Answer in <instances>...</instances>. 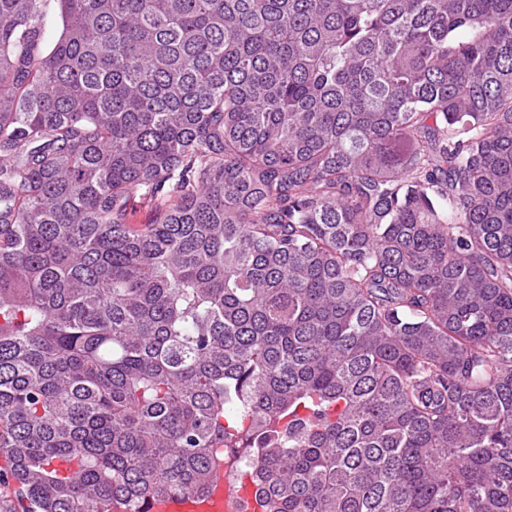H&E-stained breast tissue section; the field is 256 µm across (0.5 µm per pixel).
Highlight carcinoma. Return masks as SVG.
Segmentation results:
<instances>
[{
	"label": "carcinoma",
	"mask_w": 512,
	"mask_h": 512,
	"mask_svg": "<svg viewBox=\"0 0 512 512\" xmlns=\"http://www.w3.org/2000/svg\"><path fill=\"white\" fill-rule=\"evenodd\" d=\"M45 2L0 0L21 512L230 457L265 512H512V0Z\"/></svg>",
	"instance_id": "carcinoma-1"
}]
</instances>
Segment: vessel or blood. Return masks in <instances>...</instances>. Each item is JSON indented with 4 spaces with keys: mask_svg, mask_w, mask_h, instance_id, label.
<instances>
[{
    "mask_svg": "<svg viewBox=\"0 0 512 512\" xmlns=\"http://www.w3.org/2000/svg\"><path fill=\"white\" fill-rule=\"evenodd\" d=\"M150 512H264L250 482L236 484L216 472L207 493L152 502Z\"/></svg>",
    "mask_w": 512,
    "mask_h": 512,
    "instance_id": "vessel-or-blood-1",
    "label": "vessel or blood"
}]
</instances>
